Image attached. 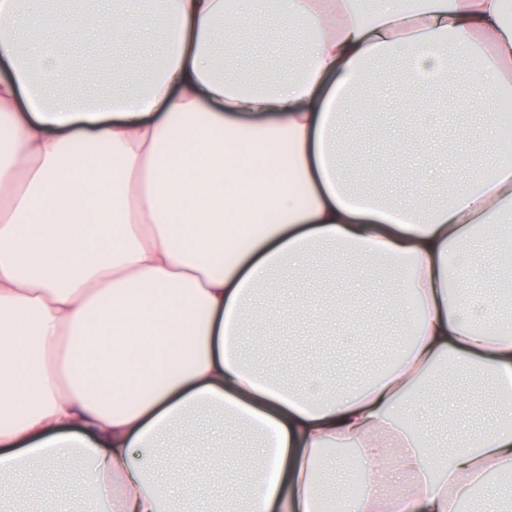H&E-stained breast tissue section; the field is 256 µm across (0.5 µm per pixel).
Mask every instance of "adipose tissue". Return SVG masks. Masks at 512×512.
<instances>
[{"label": "adipose tissue", "instance_id": "adipose-tissue-1", "mask_svg": "<svg viewBox=\"0 0 512 512\" xmlns=\"http://www.w3.org/2000/svg\"><path fill=\"white\" fill-rule=\"evenodd\" d=\"M159 0L149 12L0 0V512L67 505L33 467L89 485L94 512H177V467L192 433L206 455L245 435L259 450L221 512H327L328 448H351L366 478L344 512H512V412L438 451L410 431L452 373L512 377V298L485 303L461 278L475 231L512 229V159L487 144L467 182L434 157L406 180L447 188L433 208L357 188L342 163L359 87L382 73L431 88L465 67L491 126L512 90V14L503 0ZM306 43L278 77L224 56L242 29L272 24ZM152 52L125 49L132 28ZM63 32L119 55L102 91L68 82ZM386 270L416 298L386 303L414 330L387 372L327 385L295 363L289 381L250 360L257 309L295 318L280 277Z\"/></svg>", "mask_w": 512, "mask_h": 512}]
</instances>
